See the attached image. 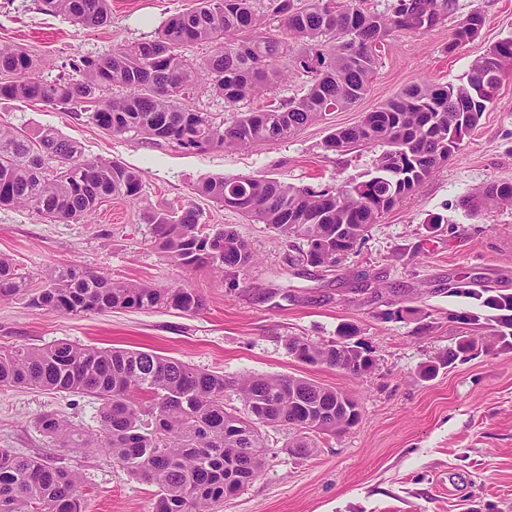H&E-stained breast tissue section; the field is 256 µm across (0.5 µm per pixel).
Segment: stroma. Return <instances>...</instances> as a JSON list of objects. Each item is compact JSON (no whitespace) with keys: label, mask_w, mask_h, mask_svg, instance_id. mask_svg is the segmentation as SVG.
Instances as JSON below:
<instances>
[{"label":"stroma","mask_w":512,"mask_h":512,"mask_svg":"<svg viewBox=\"0 0 512 512\" xmlns=\"http://www.w3.org/2000/svg\"><path fill=\"white\" fill-rule=\"evenodd\" d=\"M106 23L84 27L44 13L39 0H0V44L26 47L48 79H72V59L101 56L157 36L196 0H110ZM480 11L484 25L452 47L457 24ZM512 36V0H455L447 20L424 33L402 30L385 44L369 93L353 107L312 122L298 136L250 149H186L113 137L61 108L0 100V126L26 134L42 128L80 142L84 156L140 172L143 196L156 209L201 210L207 224L234 229L255 263L219 275L185 270L154 244L137 204L115 198L91 221L54 222L30 208L0 207V254L39 287L58 266L104 273L128 283L194 289L205 305L195 314L172 308L64 314L27 299L0 301V347H43L60 339L95 347L141 349L235 381L247 375L307 378L353 397L357 425L320 439L307 457L286 447L288 431L266 426L261 474L217 512H512V350L494 347L423 377L424 366L460 337H487L488 320L462 321L470 301L462 282L512 293V208L463 199L492 181L512 182V76L448 163L387 211L356 252L335 266L296 262V243L265 224L217 207L194 192L211 177L263 176L298 187L336 188L373 167L375 147L332 152L333 130L358 123L413 82L456 83L472 61ZM185 108L231 123L265 108L251 99L236 109L192 88ZM371 352L370 373L354 376L307 365L286 343L298 337L338 340ZM99 403L82 394L0 389V448L78 472L84 512H153L157 489L130 476L101 451L54 447L38 421L53 414L95 430Z\"/></svg>","instance_id":"stroma-1"}]
</instances>
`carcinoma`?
Here are the masks:
<instances>
[{
    "label": "carcinoma",
    "instance_id": "obj_1",
    "mask_svg": "<svg viewBox=\"0 0 512 512\" xmlns=\"http://www.w3.org/2000/svg\"><path fill=\"white\" fill-rule=\"evenodd\" d=\"M44 11L83 26L108 19V0H42ZM364 0H199V6L172 17L149 40L106 56H81L75 81H48L23 48L0 46V100L61 106L86 116L115 137L128 133L160 139L183 148H253L285 141L334 109L354 106L370 90L379 50L394 32L425 33L444 22L454 0H392L385 12L363 7ZM279 20L283 31H267ZM484 24L474 11L455 28L452 46L474 40ZM210 44L212 53L190 57L184 48ZM292 62L306 77L305 93L278 107L244 112L230 125L204 112L183 108L178 93L197 86L224 99L231 108L251 98L276 96ZM512 71V37L476 58L458 83H414L354 126L332 132L324 148L346 152L381 146L373 168L337 190L298 188L272 178H207L195 193L237 211L279 235L306 245L301 261L332 267L346 249L336 244L341 224L365 237L385 214L380 203L422 183L450 158L453 128L474 129L496 99L502 79ZM121 96H106L112 87ZM141 175L120 163L89 160L82 146L52 128L28 137L0 128V206L32 208L53 221L89 219L102 203L120 197L143 200ZM466 205L512 206V182H491ZM155 245L164 258L185 269L218 273L254 260L232 228H204L193 206L177 211L143 209ZM478 310L509 332L493 336L512 347V294L492 288L459 287ZM26 298L52 312L80 314L112 308L171 307L194 314L204 305L190 288L116 282L73 267L50 270L38 291L0 255V301ZM292 355L308 365L339 368L353 375L370 372L375 360L356 348L336 350L331 343L291 338ZM478 349L475 337L428 365L468 360ZM229 382L224 375L198 370L177 359L120 348H99L65 340L43 348H0V387H35L56 393L89 394L101 401L99 429L90 437L67 420L45 415L39 427L58 448H100L136 479L158 490L154 512H213L216 506L254 480L265 466L261 427L288 428L286 447L298 456L311 453L315 438L355 426L356 412L336 418V403L346 395L314 381L284 375L246 376L234 382L243 411L224 405ZM328 411L322 425L306 423L313 406ZM81 491L78 473L0 448V512H82L73 498Z\"/></svg>",
    "mask_w": 512,
    "mask_h": 512
}]
</instances>
